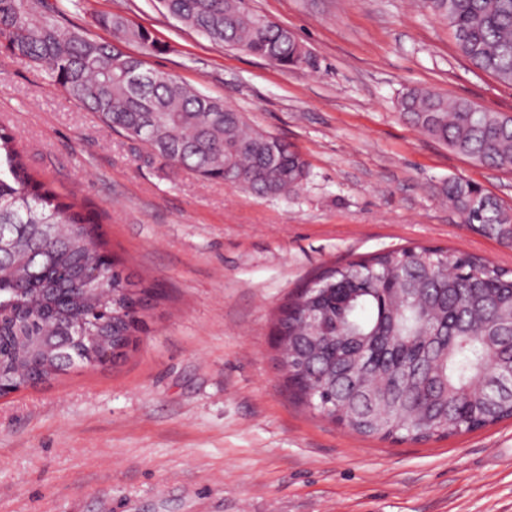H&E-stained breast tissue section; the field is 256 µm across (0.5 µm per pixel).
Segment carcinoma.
I'll return each instance as SVG.
<instances>
[{"label": "carcinoma", "instance_id": "1", "mask_svg": "<svg viewBox=\"0 0 512 512\" xmlns=\"http://www.w3.org/2000/svg\"><path fill=\"white\" fill-rule=\"evenodd\" d=\"M167 13L215 44L311 65L286 27L241 0H160ZM453 31L458 53L512 84V0H422ZM49 0H0V42L41 68L110 128L164 164L204 180L236 174L262 196L286 195L309 175L287 143L248 127L243 114L144 60L62 24ZM98 26L160 47L128 17ZM400 112L422 133L481 165L512 170V117L466 99L411 88ZM442 200L463 223L512 245V208L477 184L450 179ZM0 395L37 387L91 359L100 339L137 343L139 311L154 295L108 258L95 219L26 166L0 132ZM107 281L109 298L96 292ZM273 347L297 401L364 437L424 442L512 419V269L443 247H402L328 267L278 309Z\"/></svg>", "mask_w": 512, "mask_h": 512}]
</instances>
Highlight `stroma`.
I'll return each mask as SVG.
<instances>
[{
  "label": "stroma",
  "mask_w": 512,
  "mask_h": 512,
  "mask_svg": "<svg viewBox=\"0 0 512 512\" xmlns=\"http://www.w3.org/2000/svg\"><path fill=\"white\" fill-rule=\"evenodd\" d=\"M73 22L243 112L309 176L266 197L150 157L0 46V129L30 169L97 218L156 298L124 360L0 397V512H512V419L392 444L300 406L271 318L349 255L441 246L512 268V248L441 203L461 178L512 207V171L475 164L400 115L428 87L512 115V85L473 69L414 0H244L315 65L283 71L210 42L160 0H82ZM112 11L158 44L96 25Z\"/></svg>",
  "instance_id": "35a3bbf8"
}]
</instances>
